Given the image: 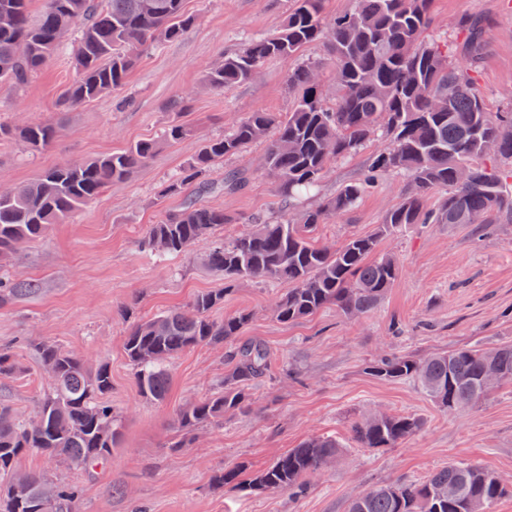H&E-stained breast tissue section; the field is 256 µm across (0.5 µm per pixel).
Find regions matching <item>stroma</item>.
Returning a JSON list of instances; mask_svg holds the SVG:
<instances>
[{
    "label": "stroma",
    "instance_id": "obj_1",
    "mask_svg": "<svg viewBox=\"0 0 512 512\" xmlns=\"http://www.w3.org/2000/svg\"><path fill=\"white\" fill-rule=\"evenodd\" d=\"M292 7L293 0H185L186 10L197 17L193 28L177 41L150 47L121 90L74 109L60 105L76 77L71 45L21 90H0V123L49 121L59 127L54 144L35 155L17 140L0 139V187L141 140L160 144L149 164L113 183L45 238L19 247L6 264L8 274L34 280L39 289L0 308V347H10L21 366L16 376L0 378V402L25 418L37 414L52 379L31 345L44 341L90 365H108L109 401L122 420L117 448L93 475L38 452L21 457L17 467L79 484L78 512H347L371 487L420 481L448 463L468 462L494 472L506 487L493 512H512V384L448 412L414 382L383 381L368 372L372 360L393 354L425 358L465 345L491 349L512 342V223L494 225L480 238L467 224H412L382 239L379 248L396 256L399 278L381 304L354 318L330 306L283 324L271 305L287 283H237L216 317L251 312L245 337L265 341L274 363H288L295 373L259 383L248 412L200 428L183 448L170 447L177 438L175 413L223 388L228 347L198 346L172 360L163 403L150 402L139 391L124 353L132 325L163 310L187 309L198 293L224 285L223 275L205 260L210 240L164 261L140 251L149 225L183 203L179 196L159 197L162 184L204 139L223 135L249 113L291 112L295 97L286 77L296 65L318 66L327 102L336 98L334 65L321 41L305 45L295 57L267 61L230 90L219 92L203 82L221 56L240 50L248 38L276 32ZM463 17L482 22L473 66L477 91L489 111L512 106V0H433L428 39L456 45ZM176 118L194 134L164 142V130ZM385 143L375 135L359 152L337 161L313 193L298 199V208L316 207L362 177ZM266 151V142L257 141L225 158L223 170L246 169L250 179L241 192L204 196L206 205L229 218L215 236L233 238L252 216L277 215L282 195L264 169ZM405 184L401 174L381 177L352 210L321 226L320 241L334 247L351 235L374 233L401 203ZM378 413L414 414L424 425L398 447H360L353 423ZM314 436L336 438L342 450L311 477L304 497L213 489L215 475L239 465L264 468Z\"/></svg>",
    "mask_w": 512,
    "mask_h": 512
}]
</instances>
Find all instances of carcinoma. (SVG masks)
I'll use <instances>...</instances> for the list:
<instances>
[{
  "mask_svg": "<svg viewBox=\"0 0 512 512\" xmlns=\"http://www.w3.org/2000/svg\"><path fill=\"white\" fill-rule=\"evenodd\" d=\"M32 0H0V87L21 88L41 71L72 34H77L74 65L77 79L67 88L68 109L121 89L142 50L155 42L180 39L196 23L185 0H43L34 16ZM432 0H356L354 9L324 23L323 0H295L280 29L253 38L238 52L224 56L205 74V82L225 91L250 80L273 58H288L311 42L325 40L336 61L340 95L332 105L323 97L313 65L288 72V89L297 94L292 112L280 117L256 111L232 130L203 142L188 165L174 174L163 195L191 190L183 208L150 225L139 242L153 256L171 257L189 251L195 242L228 223L224 211L202 203L201 197L222 189L237 193L249 175L224 173L221 181L205 179L224 158L239 154L261 138H269L264 168L278 181L288 200L314 187L325 169L361 148L383 125L389 144L373 156L364 178L344 185L316 208L297 215L286 208L276 221L257 218L252 227L229 240L213 242L207 264L224 273V287L195 296L189 311L168 310L134 324L124 350L136 369L142 397L165 400L169 389L167 362L198 345L234 342L224 390L204 397L176 415L181 448L194 431L219 424L228 414L252 405L250 386L270 372L268 346L259 340L240 341L251 314L240 311L217 320L230 287L240 280L286 281L292 285L274 298L272 312L282 322H295L329 306L346 316L375 309L398 279L399 264L379 251L381 239L409 224H492L512 222V168L487 165L512 162V112H489L477 93L472 64L480 50L481 25L474 18L458 21L466 32L460 52L425 40L431 25ZM15 135L32 154L48 149L56 129L31 123L20 129L0 125V135ZM158 143L143 140L127 150L90 162L65 163L0 196V261L18 247L45 237L55 224L95 200L112 182L149 163ZM467 168L472 178L458 174ZM404 171L409 180L402 203L386 213L375 233L353 235L330 248L316 231L352 209L383 175ZM446 198L433 209L426 200L435 190ZM38 289L31 280L0 276V306ZM37 354L51 372L52 390L43 398L37 418L26 421L0 406V512H76L82 489L36 472H22L16 461L32 451L69 458L92 471L112 455L120 438L121 417L107 402L112 393L108 366L91 367L61 347L42 343ZM497 368L512 383V344L484 352L459 348L427 358L382 357L370 363L371 375L387 381L412 380L440 408L456 410L485 398L488 370ZM423 425L414 415L371 416L353 426L363 448H395ZM331 437H313L278 456L265 468L246 467L216 476L213 488L238 487L250 493L286 491L294 497L308 490L307 478L338 453ZM26 492L17 496L14 488ZM53 498L45 499V491ZM505 488L492 471L450 463L423 481L373 487L354 499L348 512H493Z\"/></svg>",
  "mask_w": 512,
  "mask_h": 512,
  "instance_id": "obj_1",
  "label": "carcinoma"
}]
</instances>
